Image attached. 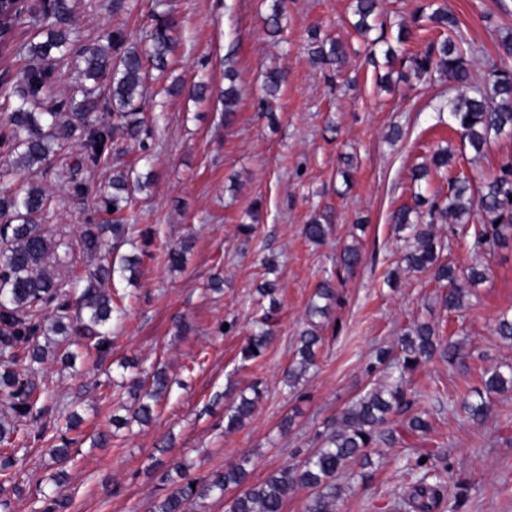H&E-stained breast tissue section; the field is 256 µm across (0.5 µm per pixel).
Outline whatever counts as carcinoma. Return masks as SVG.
I'll return each mask as SVG.
<instances>
[{
  "label": "carcinoma",
  "mask_w": 512,
  "mask_h": 512,
  "mask_svg": "<svg viewBox=\"0 0 512 512\" xmlns=\"http://www.w3.org/2000/svg\"><path fill=\"white\" fill-rule=\"evenodd\" d=\"M73 6L71 0H24L18 7L3 5L0 20V41L6 53L15 49L13 34L20 25L38 27V41L20 47L32 65L21 75L20 84L4 87L0 81V444L10 443L21 431L20 422L37 409L41 397L36 384L20 378V373L9 368L17 357L32 363L45 360L46 349L39 337L53 333L75 336L93 342L95 350L107 352L110 344L109 325L112 319L124 313L123 303L114 297L109 283L114 275L133 281L137 276L138 258L129 255L120 264L89 268L87 261L99 251L103 237L112 235L117 243L127 241L135 233L134 225L124 223L123 211L132 202V187L142 190L149 185L150 176L136 177L130 183V173L119 172L112 177V194L101 200L104 214L99 224H84L79 232L84 262L74 254L63 251L62 239L56 238L45 225L49 215L60 203L59 198L30 180L20 179L23 171L45 170L54 157L74 145L79 153L74 162L66 165L68 183L80 188L85 182L80 175L105 164L109 150L122 134L138 143L142 151L147 147L140 140L143 132L144 95L149 71L164 73L174 53L178 26L172 11L154 13V26L149 35L150 44L142 48L127 40L122 29L109 35L112 45L77 47L70 40ZM353 27L367 34L377 27L378 0H353ZM284 0H272L265 18L267 32L276 36L281 32ZM428 34L426 50L421 54L408 51V44ZM383 44L384 65L391 67L404 55L418 77L438 73L453 82L458 90L448 106V112L475 155L483 154L495 138L512 131V34L504 36L497 52L498 60L489 64L485 73L476 76L468 59L469 43L461 32L459 21L448 10L443 0H428L413 18V26H401L396 36L380 34L371 42L370 58L376 57V47ZM310 53L322 68L338 69L345 57L343 45L314 36ZM67 61L93 86L82 87V100L59 98L53 94L57 63ZM228 84L224 87V116L234 112L238 89L233 76L224 71ZM285 76L278 70L266 73V95L276 96ZM110 111L112 122L96 115L100 100ZM455 150L449 146L437 148L431 155V166H417L412 173L416 180L428 177L430 171L453 169ZM479 216L480 229L468 242L474 254L485 253L504 240L503 230L512 228V163H505L500 174L481 186H474L472 177L464 171L453 175L444 198H428L417 194L411 205H402L390 213V222L409 231L399 263L409 270L429 271L434 278L446 283L448 292L442 297L443 306L450 311L464 307L466 288L487 277L486 268L472 265L464 271L439 261L438 237L435 221L454 226L470 223ZM327 225L313 218L304 225L303 235L312 243L327 236ZM188 242L167 252L170 268L180 270L185 264ZM363 257L355 246H347L340 256V267L351 274L362 263ZM68 269L70 290L63 289L55 276L59 266ZM317 300L310 306V317L325 318L330 314L334 300L331 280L326 278L317 289ZM76 311H71V306ZM51 308V319L41 315ZM271 313L257 321L256 329L248 336L241 350L242 359L254 360L263 354L271 336ZM298 358L288 368V384L303 378L316 364L315 348L321 342L314 327L305 329L299 338ZM452 360L457 346L442 343L437 327L430 323H416L399 338V353L385 349L377 360L395 368L398 376L382 388H373L359 396L343 409L336 419L335 430L320 438L321 445L296 464L287 465L264 480L246 484V462L216 470L205 479L178 482L165 498L154 506V512H186L187 505L198 500L224 497L229 489L241 488L232 499L229 512H284L288 496L296 490L309 491L305 512H338L339 486L337 480L348 465L356 460H367L370 449L378 444L393 445L400 437L389 427L391 417L410 411L406 375L430 361L437 351ZM485 391L498 392L512 387V369L504 374L495 369L486 372ZM168 389L167 378L154 372L143 378L130 380L128 393L138 402L135 420H152L153 405ZM262 397L258 385L251 386V395H241L231 406L224 421V431L240 429L252 415ZM429 474L418 478L402 504L413 512H439L442 503L455 485L451 471Z\"/></svg>",
  "instance_id": "obj_1"
}]
</instances>
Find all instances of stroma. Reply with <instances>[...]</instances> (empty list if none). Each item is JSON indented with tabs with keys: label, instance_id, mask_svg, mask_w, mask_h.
<instances>
[{
	"label": "stroma",
	"instance_id": "1",
	"mask_svg": "<svg viewBox=\"0 0 512 512\" xmlns=\"http://www.w3.org/2000/svg\"><path fill=\"white\" fill-rule=\"evenodd\" d=\"M170 2L179 21L170 75L188 85L207 83L205 101L167 95L166 80H149L151 167L119 139L83 193L62 180L60 162L32 175L61 200L49 226L74 244L79 225L101 221L98 201L111 193L116 170H151L150 185L125 212L148 238L122 248L137 253L139 272L135 281L117 284L126 315L110 330L107 355L81 351L70 369L59 336L41 337L48 354L34 381L51 395L37 423L61 429L73 413L81 422L69 434L61 486L53 480L58 466L47 453L49 441L14 440L20 464L13 481L0 484V512H41L45 499L57 497L67 501L63 512H154L171 491L162 476L177 464L202 478L245 459L251 482L261 481L302 460L344 407L385 384V372L368 366L417 320L459 343L461 356L452 362L434 356L409 374L413 410L429 431L374 448L369 478L352 465L340 481L339 512H397L395 501L415 479L407 462L419 453L428 468L451 469L459 482L443 512H512V389L487 394L482 422L468 420L462 408L482 389L485 371L512 366V343L496 333L499 315L512 312V241L477 258L440 225L444 261L463 269L478 260L488 270L464 310L453 312L443 307L444 289L431 274L399 268L403 241L389 221L414 194L447 188L441 173L412 178L441 141L456 146L462 169L487 180L512 161V135L474 155L448 126V101L457 91L447 81L400 80L398 64L393 90L381 89L366 42L351 27L352 0H285L284 29L276 37L264 24L268 0ZM446 2L473 48L474 72L482 74L501 37L512 32V0ZM72 3L71 38L80 45L104 42L118 28L143 42L153 25L155 0H123L117 11L112 0ZM314 28L345 44L341 75L311 61ZM228 67L239 88L229 120L220 99ZM273 68L286 81L272 111L262 112L263 79ZM347 156L353 170L346 180L340 171ZM316 215L330 225L319 245L302 233ZM185 239L191 250L184 270H169L168 249ZM350 244L360 246L363 262L354 274L337 276L336 262ZM391 271L393 288L386 282ZM330 276L336 298L319 331L317 365L289 386L285 374L309 326L308 305ZM269 278L277 282L271 299L257 292ZM268 309L272 339L262 357L243 360L253 322ZM154 368L166 372L170 392L143 425L132 421L134 404L121 383L132 371ZM256 382L262 400L241 429L225 432L226 409ZM116 416L127 425H113Z\"/></svg>",
	"mask_w": 512,
	"mask_h": 512
}]
</instances>
